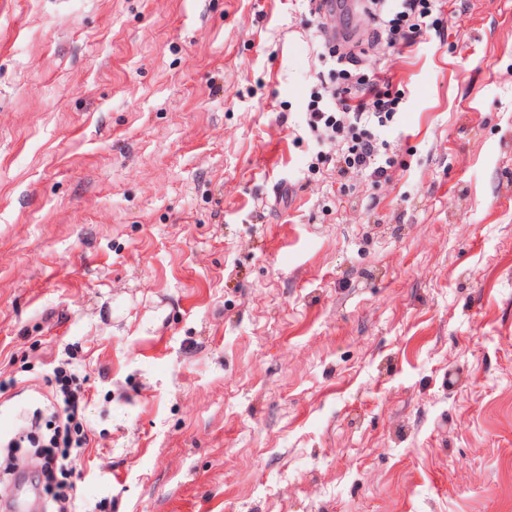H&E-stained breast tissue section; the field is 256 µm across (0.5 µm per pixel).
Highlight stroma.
I'll return each instance as SVG.
<instances>
[{"label": "stroma", "mask_w": 512, "mask_h": 512, "mask_svg": "<svg viewBox=\"0 0 512 512\" xmlns=\"http://www.w3.org/2000/svg\"><path fill=\"white\" fill-rule=\"evenodd\" d=\"M309 8L0 0V413L81 368L89 512H512V0L331 18L404 91L380 183L308 171ZM365 13L378 26L374 37L392 52L403 53L432 31L440 32L443 0H370Z\"/></svg>", "instance_id": "1"}]
</instances>
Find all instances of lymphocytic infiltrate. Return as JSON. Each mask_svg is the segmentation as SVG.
<instances>
[{"label":"lymphocytic infiltrate","mask_w":512,"mask_h":512,"mask_svg":"<svg viewBox=\"0 0 512 512\" xmlns=\"http://www.w3.org/2000/svg\"><path fill=\"white\" fill-rule=\"evenodd\" d=\"M365 12L377 26L376 41L397 53L443 27V0H369ZM318 57L329 64L336 79L334 88L311 92L307 105L308 135H324L336 143L334 158L321 155L318 163H332L340 177L354 170L374 182L389 179L396 158L379 132L397 118L403 91L390 77L361 68L356 53L342 44H321ZM55 377L58 407L53 433L42 450V472L55 487L52 512H88L70 476L76 458L89 444L91 426L84 399L72 386L74 374L59 367Z\"/></svg>","instance_id":"obj_1"}]
</instances>
